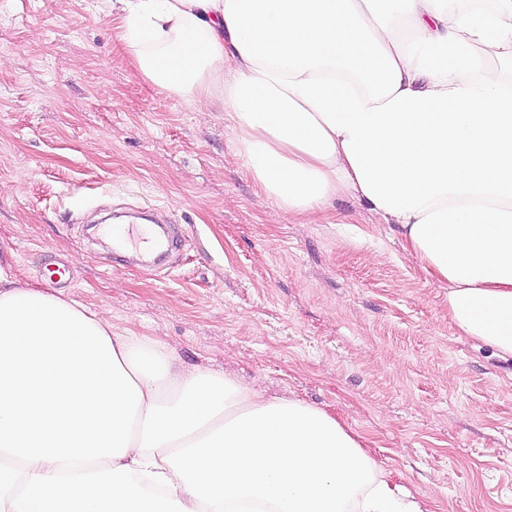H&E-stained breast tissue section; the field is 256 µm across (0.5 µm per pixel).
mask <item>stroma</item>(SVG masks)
<instances>
[{
    "label": "stroma",
    "mask_w": 512,
    "mask_h": 512,
    "mask_svg": "<svg viewBox=\"0 0 512 512\" xmlns=\"http://www.w3.org/2000/svg\"><path fill=\"white\" fill-rule=\"evenodd\" d=\"M218 111L152 85L109 0H0V276L105 313L180 370L342 419L429 512H512V361L456 334L448 291L391 224L339 196L317 223L259 204ZM181 226L170 268L84 228L99 209Z\"/></svg>",
    "instance_id": "stroma-1"
}]
</instances>
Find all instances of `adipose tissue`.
Returning a JSON list of instances; mask_svg holds the SVG:
<instances>
[{
    "label": "adipose tissue",
    "instance_id": "adipose-tissue-1",
    "mask_svg": "<svg viewBox=\"0 0 512 512\" xmlns=\"http://www.w3.org/2000/svg\"><path fill=\"white\" fill-rule=\"evenodd\" d=\"M150 83L219 108L259 203L400 227L457 335L512 358V0H114ZM423 512L340 419L174 369L0 288V512Z\"/></svg>",
    "mask_w": 512,
    "mask_h": 512
}]
</instances>
